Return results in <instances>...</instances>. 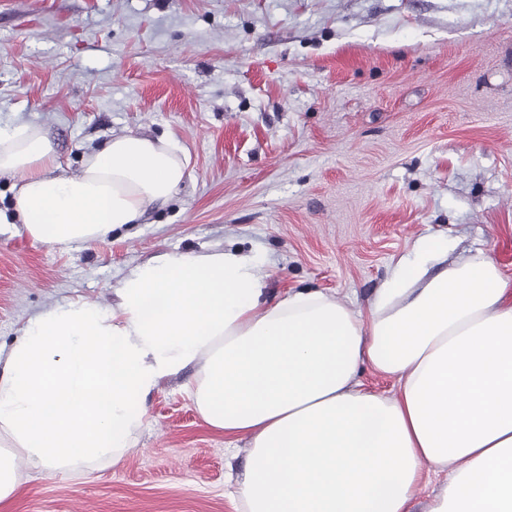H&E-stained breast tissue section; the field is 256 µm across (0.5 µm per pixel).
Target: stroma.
<instances>
[{
  "instance_id": "stroma-1",
  "label": "stroma",
  "mask_w": 512,
  "mask_h": 512,
  "mask_svg": "<svg viewBox=\"0 0 512 512\" xmlns=\"http://www.w3.org/2000/svg\"><path fill=\"white\" fill-rule=\"evenodd\" d=\"M37 125L70 175L128 133L188 155L173 199L89 246L0 223V358L37 314L111 307L173 251L261 255L365 309L420 238L512 240V0H0V126ZM194 367L146 397L119 467L18 460L0 512H245L246 437L205 424Z\"/></svg>"
}]
</instances>
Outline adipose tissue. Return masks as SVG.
<instances>
[{
    "label": "adipose tissue",
    "instance_id": "1",
    "mask_svg": "<svg viewBox=\"0 0 512 512\" xmlns=\"http://www.w3.org/2000/svg\"><path fill=\"white\" fill-rule=\"evenodd\" d=\"M187 157L173 140L112 137L64 172L42 130L0 128V178L38 241L90 244L170 201ZM260 263L170 252L136 267L105 309L80 302L27 326L0 370V502L17 457L80 473L119 466L147 396L186 365L204 422L249 440L247 512H412L424 471L446 473L429 512H512V285L486 251L448 259L425 237L365 311L315 291L266 297ZM391 377L381 396L363 367ZM361 383L366 390L376 394L390 396L396 391L394 382L371 370H366L361 376Z\"/></svg>",
    "mask_w": 512,
    "mask_h": 512
}]
</instances>
